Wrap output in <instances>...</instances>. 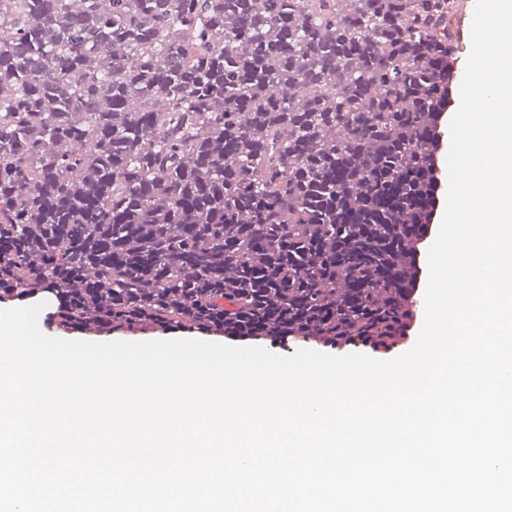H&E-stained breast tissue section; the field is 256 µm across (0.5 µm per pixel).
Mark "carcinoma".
I'll return each mask as SVG.
<instances>
[{
    "instance_id": "1",
    "label": "carcinoma",
    "mask_w": 512,
    "mask_h": 512,
    "mask_svg": "<svg viewBox=\"0 0 512 512\" xmlns=\"http://www.w3.org/2000/svg\"><path fill=\"white\" fill-rule=\"evenodd\" d=\"M465 0H0V296L72 329L377 340Z\"/></svg>"
}]
</instances>
